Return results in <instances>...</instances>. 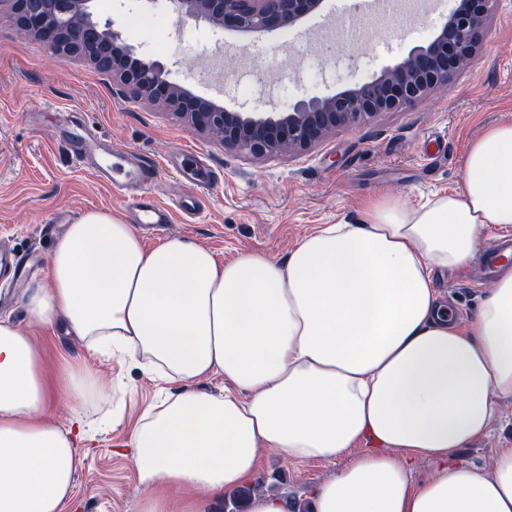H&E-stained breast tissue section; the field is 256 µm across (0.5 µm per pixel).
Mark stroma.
I'll list each match as a JSON object with an SVG mask.
<instances>
[{
    "instance_id": "stroma-1",
    "label": "stroma",
    "mask_w": 512,
    "mask_h": 512,
    "mask_svg": "<svg viewBox=\"0 0 512 512\" xmlns=\"http://www.w3.org/2000/svg\"><path fill=\"white\" fill-rule=\"evenodd\" d=\"M456 0H436L431 15L413 24L400 19L371 30L366 49H328L318 39L331 12L364 18L363 0H327L324 10L301 24L255 38L204 21L177 20L169 0H95V16L111 23L138 53L154 55L171 82L224 106L267 111L259 97L242 96L238 81L281 67L288 93L276 100L285 110L297 100L326 96L367 81L394 65L435 35L434 16L448 15ZM164 15L179 33L171 51H151L139 33L137 17ZM222 61L230 80L222 90L200 81L199 70ZM512 121V0H498L476 59L454 82L433 91L413 107L382 112L367 123L331 134L302 153L242 157L189 127L168 109L132 94L116 93L110 73L90 61L54 55L32 37L18 34L8 14H0V239L18 259L47 261L58 240L43 234L54 214L79 216L90 209L110 211L125 223L135 211L112 193L109 184L82 170L67 140L78 127L106 146L160 161L155 194L166 202L194 196V218L175 214L164 234L145 238L155 247L165 240H194L223 261L240 252H259L281 261L318 225L356 218L372 199L389 196L407 205L458 187L469 143L487 127ZM200 150L203 162H188L183 172L166 160L178 147ZM213 179L208 189L199 181ZM439 292L462 319H471L485 285L469 280L468 268L444 275ZM32 331L48 372L81 362L98 375L103 410L120 407L118 427L103 426L83 443V462L73 479L68 512H140L146 490L135 479L130 459L114 455L112 444L126 437L144 410L169 391L168 383L120 358L92 355L78 339L54 328ZM512 443V396L498 399V413L485 435L457 449L455 456L482 474L493 472L496 452ZM345 458L293 462L276 451L264 452L255 481L274 492L308 503L318 482L339 473Z\"/></svg>"
}]
</instances>
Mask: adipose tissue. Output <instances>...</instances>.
I'll list each match as a JSON object with an SVG mask.
<instances>
[{"mask_svg":"<svg viewBox=\"0 0 512 512\" xmlns=\"http://www.w3.org/2000/svg\"><path fill=\"white\" fill-rule=\"evenodd\" d=\"M492 225L512 227V122L469 144L454 192L415 207L376 199L281 262L247 251L221 262L187 238L149 248L110 212H84L25 308L178 384L117 445L149 492L142 512H209L268 449L291 461L352 452L316 485L311 512H512V445L489 476L454 456L512 395V268L466 324L437 291ZM218 375L230 390L196 389ZM100 395L86 365L48 375L30 336L0 317V512H65L88 423L62 430L55 400L83 410ZM423 459L439 469L410 485Z\"/></svg>","mask_w":512,"mask_h":512,"instance_id":"obj_1","label":"adipose tissue"}]
</instances>
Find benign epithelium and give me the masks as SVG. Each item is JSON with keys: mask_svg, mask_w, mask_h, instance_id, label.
Returning a JSON list of instances; mask_svg holds the SVG:
<instances>
[{"mask_svg": "<svg viewBox=\"0 0 512 512\" xmlns=\"http://www.w3.org/2000/svg\"><path fill=\"white\" fill-rule=\"evenodd\" d=\"M93 0H0L19 31L40 39L55 55L84 57L112 74L136 97L166 106L201 133L220 132L224 147L246 157L303 152L327 135L361 124L380 112L413 106L451 83L482 48L497 0H461L438 25L428 44L412 50L371 80L324 97L298 102L288 112L228 109L165 77L163 67L139 59L108 23L92 11ZM178 17L217 22L247 34L296 25L324 0H169Z\"/></svg>", "mask_w": 512, "mask_h": 512, "instance_id": "1", "label": "benign epithelium"}]
</instances>
